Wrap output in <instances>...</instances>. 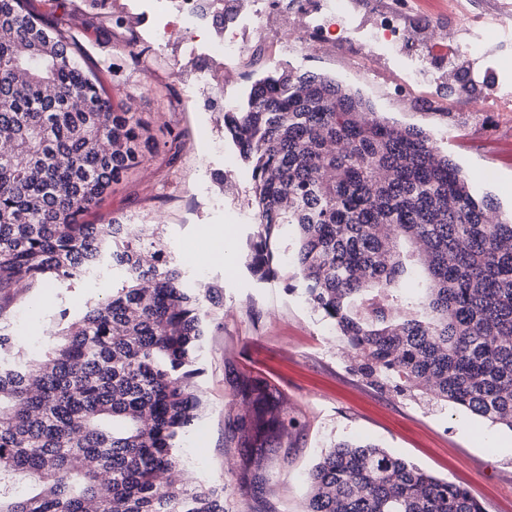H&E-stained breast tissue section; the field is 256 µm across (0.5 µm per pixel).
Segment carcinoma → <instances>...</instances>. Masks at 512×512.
<instances>
[{
    "label": "carcinoma",
    "mask_w": 512,
    "mask_h": 512,
    "mask_svg": "<svg viewBox=\"0 0 512 512\" xmlns=\"http://www.w3.org/2000/svg\"><path fill=\"white\" fill-rule=\"evenodd\" d=\"M63 23L0 0V289L89 276L112 296L60 322L24 360L0 325V512H226L260 488L248 470L188 487L181 441L206 412L197 382L205 301L151 224L86 217L153 147L148 125L116 110ZM250 165L248 266L280 274L336 328L348 367L381 390L450 403L512 430V216L439 154L335 80L288 69L222 111ZM249 410L232 443L261 456L297 425L279 390L242 375ZM302 512H484L464 487L372 443L341 442L309 473Z\"/></svg>",
    "instance_id": "1"
}]
</instances>
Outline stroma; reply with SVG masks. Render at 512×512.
<instances>
[{
	"label": "stroma",
	"instance_id": "1",
	"mask_svg": "<svg viewBox=\"0 0 512 512\" xmlns=\"http://www.w3.org/2000/svg\"><path fill=\"white\" fill-rule=\"evenodd\" d=\"M45 21L70 23L86 49L84 66L112 96L114 108L132 105L166 143L114 185L101 208L129 224L160 225L191 279L218 285L209 304L201 389L208 405L184 443L189 479L207 484L236 478L248 466L230 444L233 419L247 406L233 382L259 375L281 392V407L299 421L259 461L261 491L242 490L229 512H300L306 475L322 450L342 440H366L467 488L486 512H512V430L448 406L437 408L374 391L349 373L340 340L310 312L301 293L282 280L262 281L246 267L243 250L253 234V180L224 133L218 113L201 112L188 83L173 71L181 61L178 41L154 47L151 23L116 25L124 10L89 9L83 0H27ZM354 27L336 49L307 42L299 56L282 57L274 47L294 22V0H281L249 48L264 61L246 70L238 88L246 103L249 85L281 69L327 76L369 102L374 112L402 126L424 129L441 154L469 175L476 197L491 196L501 214L512 213V114L475 112L498 78L512 79V37L488 32L485 55L449 66L439 53L448 35L463 25L449 15L448 0H345ZM398 11L403 39L387 52L365 55L360 32L381 15ZM151 45L146 57L132 51ZM424 55V81L404 86L403 63ZM226 226L223 263L207 262L211 244L201 230ZM112 293L111 278L81 279L44 288L17 285L0 292V320L19 338L26 357L52 341L61 317H76Z\"/></svg>",
	"mask_w": 512,
	"mask_h": 512
}]
</instances>
